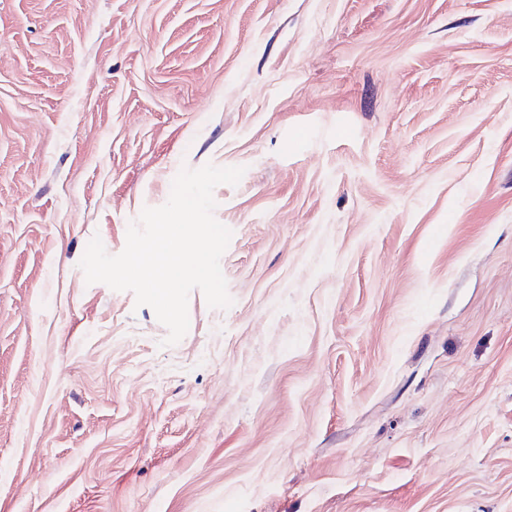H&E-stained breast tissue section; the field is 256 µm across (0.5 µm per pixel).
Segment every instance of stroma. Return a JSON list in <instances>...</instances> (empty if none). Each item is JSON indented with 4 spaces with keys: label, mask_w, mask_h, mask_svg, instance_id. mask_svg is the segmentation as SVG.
Returning a JSON list of instances; mask_svg holds the SVG:
<instances>
[{
    "label": "stroma",
    "mask_w": 512,
    "mask_h": 512,
    "mask_svg": "<svg viewBox=\"0 0 512 512\" xmlns=\"http://www.w3.org/2000/svg\"><path fill=\"white\" fill-rule=\"evenodd\" d=\"M208 163L166 347L80 261ZM0 512H512V0H0Z\"/></svg>",
    "instance_id": "stroma-1"
}]
</instances>
